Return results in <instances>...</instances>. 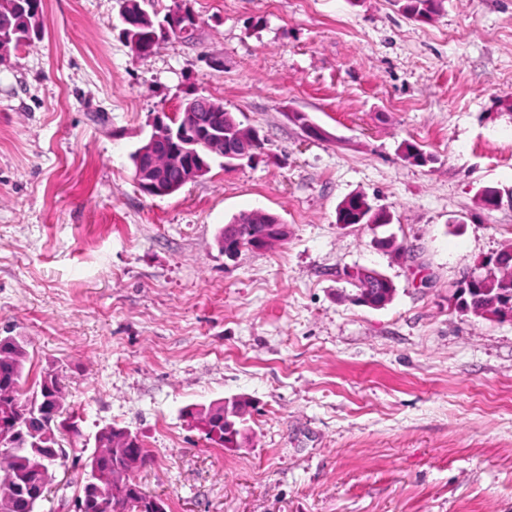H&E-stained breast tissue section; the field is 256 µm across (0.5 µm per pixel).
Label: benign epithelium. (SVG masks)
Returning <instances> with one entry per match:
<instances>
[{"label":"benign epithelium","instance_id":"7a95c632","mask_svg":"<svg viewBox=\"0 0 512 512\" xmlns=\"http://www.w3.org/2000/svg\"><path fill=\"white\" fill-rule=\"evenodd\" d=\"M197 23L196 17L186 18L182 11L175 9L169 11L161 27L169 33L179 29L185 22ZM212 110L211 101L204 96H197L186 100L182 106L183 118L177 119V114L165 113L152 125L147 136V144L142 153L151 156L152 167L160 172L170 167L172 160H179L185 168L177 186L182 188L189 183L196 182L207 172V166L199 162L194 164L188 156L199 152L209 156L224 159V165L229 167L243 160L250 161L255 154L249 150L231 151L224 147V128L218 124L210 123L208 112ZM159 143L173 145L166 154L153 152V147ZM142 191L151 196H165L172 189L164 178L159 177L152 181L140 184Z\"/></svg>","mask_w":512,"mask_h":512}]
</instances>
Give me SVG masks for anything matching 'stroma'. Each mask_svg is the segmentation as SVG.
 <instances>
[{
  "mask_svg": "<svg viewBox=\"0 0 512 512\" xmlns=\"http://www.w3.org/2000/svg\"><path fill=\"white\" fill-rule=\"evenodd\" d=\"M187 4L195 41L140 58L122 0H44V40L0 62V336L30 341V378L64 375L81 431L41 512H70L106 425L152 450L138 479L167 512H512V320L453 302L512 246V207L477 203L512 187V0L428 23L393 0ZM197 95L263 152L142 193L130 153ZM355 192L396 249L337 223ZM257 209L287 240L228 260L219 230ZM360 269L390 303H355ZM236 397V447L185 414Z\"/></svg>",
  "mask_w": 512,
  "mask_h": 512,
  "instance_id": "obj_1",
  "label": "stroma"
}]
</instances>
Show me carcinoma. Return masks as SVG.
Returning <instances> with one entry per match:
<instances>
[{
    "label": "carcinoma",
    "mask_w": 512,
    "mask_h": 512,
    "mask_svg": "<svg viewBox=\"0 0 512 512\" xmlns=\"http://www.w3.org/2000/svg\"><path fill=\"white\" fill-rule=\"evenodd\" d=\"M133 23L144 30L156 28V19L150 15L140 0H125ZM399 9L408 17L437 14L442 0H395ZM45 35L43 0H0V36H6L18 46L31 47ZM373 218V227L391 224V215L383 210L374 211L367 197L353 193L345 197L336 208V223L364 224L366 217ZM282 225L280 219L268 212L235 217L224 225L217 236L219 247L232 240L247 249L274 227ZM480 280L466 284L454 294L455 305L463 312L481 317L494 316L492 299L512 301V251L499 252L478 265ZM360 292L373 297L389 295L394 285L386 278L379 280L370 274L358 279ZM29 342L17 336L0 337V419L14 420L15 439L9 444L0 443V512H25L18 493L12 487L19 485L31 492L50 486L55 471L67 465L60 447L59 428H69L80 435L76 422L63 417L65 386L62 377L47 371L31 387H26V363L29 359ZM57 400L58 414L43 415L45 403ZM205 432L209 439L225 446L239 444L244 424L233 417H224V402L208 406ZM95 449L84 464V478L79 500L82 512H154L151 500L135 480L152 462L151 451L135 432L124 427L106 425L94 437ZM125 468L131 473L129 483L121 498L112 497L110 482L112 471Z\"/></svg>",
    "instance_id": "cac0c4a2"
}]
</instances>
